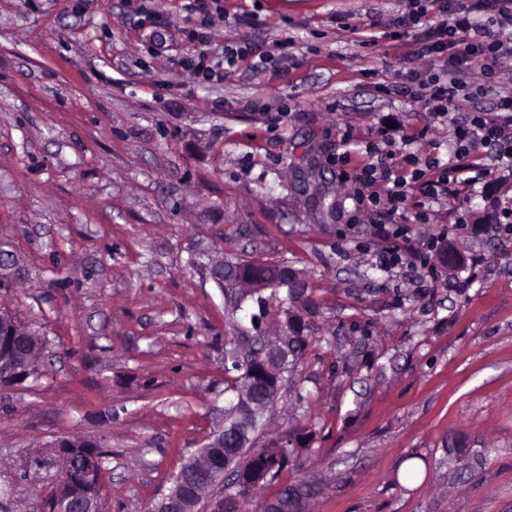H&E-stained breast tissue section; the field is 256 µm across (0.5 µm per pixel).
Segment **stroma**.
Instances as JSON below:
<instances>
[{"mask_svg":"<svg viewBox=\"0 0 512 512\" xmlns=\"http://www.w3.org/2000/svg\"><path fill=\"white\" fill-rule=\"evenodd\" d=\"M190 0H0V311L45 336L38 374L0 387V512H39L61 438L104 446L102 512H150L228 404L224 257L285 261L318 303L256 447L296 442L242 503L304 512H512V170L426 203L386 246L332 156L393 121L402 156L449 159L452 130L397 93L417 29L402 0H211V47L289 60L198 84ZM267 111L246 109V102ZM407 234V228L405 227H396L395 229L387 230V237L388 239H392V244L386 249L383 255V263L393 265L402 264L407 258L416 255L408 244Z\"/></svg>","mask_w":512,"mask_h":512,"instance_id":"stroma-1","label":"stroma"}]
</instances>
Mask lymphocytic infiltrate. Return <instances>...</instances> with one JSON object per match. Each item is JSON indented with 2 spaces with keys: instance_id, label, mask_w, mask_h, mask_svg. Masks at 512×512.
I'll use <instances>...</instances> for the list:
<instances>
[{
  "instance_id": "f902f5d3",
  "label": "lymphocytic infiltrate",
  "mask_w": 512,
  "mask_h": 512,
  "mask_svg": "<svg viewBox=\"0 0 512 512\" xmlns=\"http://www.w3.org/2000/svg\"><path fill=\"white\" fill-rule=\"evenodd\" d=\"M435 2L436 21H424L423 11L413 8L395 17L393 24L418 29L415 59L444 55L438 69L425 73L409 70L405 94L422 104L433 121L445 123L452 110L466 100L472 73H480L490 87L501 81L499 60L512 50V0H476L472 7H455L450 0ZM190 37L203 50L183 58L181 65L202 85L223 82L229 68L249 55L246 43L233 42L225 45L221 55L212 56L205 50L210 43L207 32L195 29ZM375 134L376 143L367 148L372 161L359 173L345 170V155L335 158L340 180L353 184V199L360 210L389 218L416 197L452 202L475 183L470 172L478 149H487L496 160L512 161V95L499 97L493 111L453 124L454 161L448 166L415 154L404 155L402 166H394L392 153L380 150L381 145L392 144V129L382 125Z\"/></svg>"
}]
</instances>
